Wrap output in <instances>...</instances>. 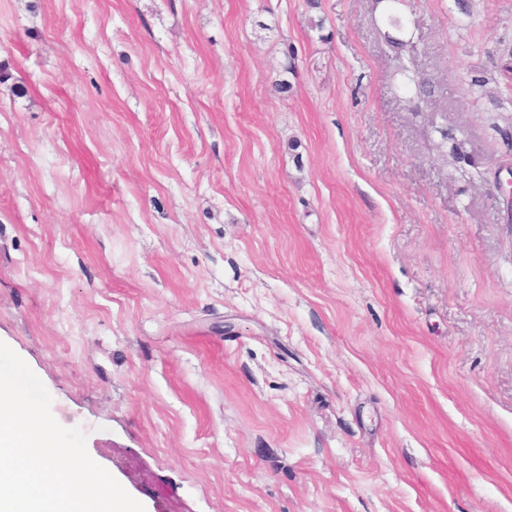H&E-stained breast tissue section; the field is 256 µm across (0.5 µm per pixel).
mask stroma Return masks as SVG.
<instances>
[{"mask_svg": "<svg viewBox=\"0 0 512 512\" xmlns=\"http://www.w3.org/2000/svg\"><path fill=\"white\" fill-rule=\"evenodd\" d=\"M468 3L0 0V342L145 512H512V0Z\"/></svg>", "mask_w": 512, "mask_h": 512, "instance_id": "stroma-1", "label": "stroma"}]
</instances>
